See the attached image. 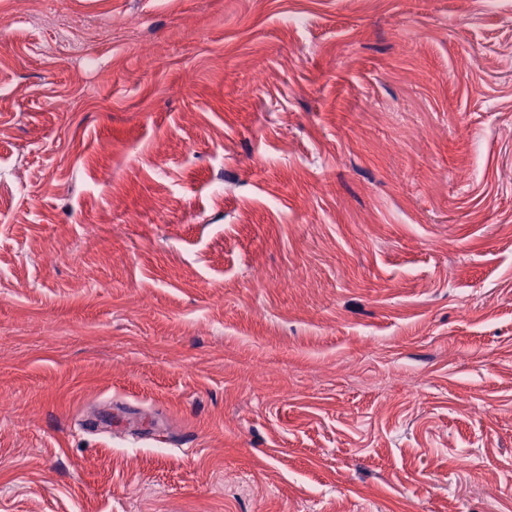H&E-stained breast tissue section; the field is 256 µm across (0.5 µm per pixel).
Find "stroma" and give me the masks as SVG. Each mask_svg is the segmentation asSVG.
<instances>
[{
  "instance_id": "obj_1",
  "label": "stroma",
  "mask_w": 512,
  "mask_h": 512,
  "mask_svg": "<svg viewBox=\"0 0 512 512\" xmlns=\"http://www.w3.org/2000/svg\"><path fill=\"white\" fill-rule=\"evenodd\" d=\"M0 399V512H512V0H0Z\"/></svg>"
}]
</instances>
